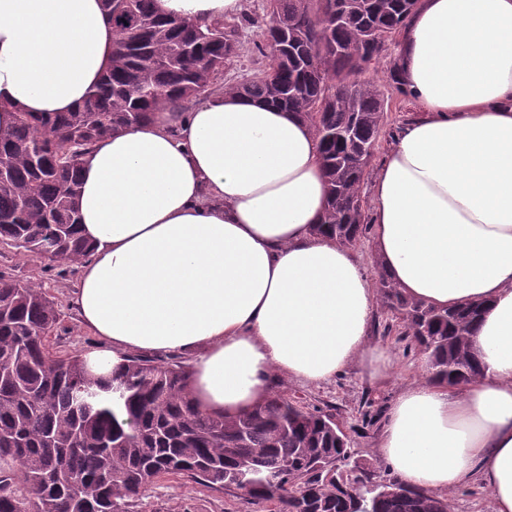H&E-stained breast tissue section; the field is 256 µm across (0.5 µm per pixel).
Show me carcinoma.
Returning a JSON list of instances; mask_svg holds the SVG:
<instances>
[{
	"instance_id": "cac0c4a2",
	"label": "carcinoma",
	"mask_w": 512,
	"mask_h": 512,
	"mask_svg": "<svg viewBox=\"0 0 512 512\" xmlns=\"http://www.w3.org/2000/svg\"><path fill=\"white\" fill-rule=\"evenodd\" d=\"M112 66L70 112L16 113L0 134V244L50 263L85 259L75 206L81 159L114 131L154 112L184 113L221 89L242 22L159 15L154 0H102ZM266 43L287 46L263 76L233 87L301 114L322 146L329 196L314 232L353 245L367 230L360 185L379 143L383 99L357 76L389 49L418 0H270ZM401 339L448 385L480 374L470 337L485 303L435 307L406 297L378 269ZM59 314L42 283L0 274V512H135L162 475L239 492L279 512H448V502L402 482L355 474L334 415L273 393L252 410L193 406L180 363L133 356L90 372L80 354L53 355ZM257 474L251 484L239 475Z\"/></svg>"
}]
</instances>
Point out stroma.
<instances>
[{"mask_svg":"<svg viewBox=\"0 0 512 512\" xmlns=\"http://www.w3.org/2000/svg\"><path fill=\"white\" fill-rule=\"evenodd\" d=\"M257 39L256 27L244 25L238 54L224 68V85H236L263 75L268 58L256 50ZM393 66L394 54L389 51L368 63L361 74L362 79L377 85L384 99V127L379 141L383 150L411 111L407 95L398 90L392 78ZM0 273L21 280L42 281L59 313V324L50 338L54 352L84 355L98 348L97 337L78 322L70 304L78 280V264L52 267L0 245ZM391 320L385 308H378L371 328L372 341L387 346L394 357L395 368L388 379H374L368 371L353 365L320 386L288 380L278 384L279 390L285 391L299 405L333 414L350 439L356 464L380 482L392 478L388 464L376 452L385 409L402 387L425 376L421 354L407 348L397 334H385L384 327ZM141 508L143 512H269L270 506L245 496L210 491L183 477H173L151 486Z\"/></svg>","mask_w":512,"mask_h":512,"instance_id":"obj_1","label":"stroma"}]
</instances>
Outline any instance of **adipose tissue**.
<instances>
[{
	"label": "adipose tissue",
	"instance_id": "1",
	"mask_svg": "<svg viewBox=\"0 0 512 512\" xmlns=\"http://www.w3.org/2000/svg\"><path fill=\"white\" fill-rule=\"evenodd\" d=\"M154 7L212 22L243 0ZM112 42L101 0H0V130L85 102ZM394 58L413 115L372 182L373 255L411 299L486 307L480 375L402 388L376 450L412 488L476 483L512 512V0H419ZM327 196L309 123L230 91L97 140L76 200L93 252L71 299L101 341L89 360L183 354L193 405L228 416L279 377L320 385L358 364L388 378L361 257L312 231Z\"/></svg>",
	"mask_w": 512,
	"mask_h": 512
}]
</instances>
